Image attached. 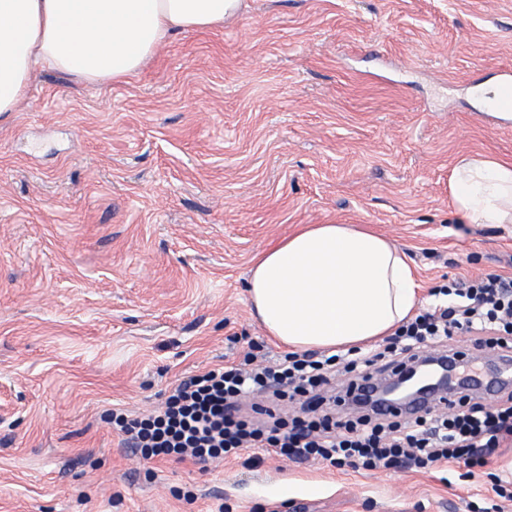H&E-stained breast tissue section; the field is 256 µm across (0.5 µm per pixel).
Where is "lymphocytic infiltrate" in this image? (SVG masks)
Segmentation results:
<instances>
[{"instance_id":"1","label":"lymphocytic infiltrate","mask_w":512,"mask_h":512,"mask_svg":"<svg viewBox=\"0 0 512 512\" xmlns=\"http://www.w3.org/2000/svg\"><path fill=\"white\" fill-rule=\"evenodd\" d=\"M442 303L423 309L382 347L341 361L322 352L285 354L269 364L261 347L249 343L243 357L221 369L185 377L163 406L148 415L113 411L112 426L121 445L143 460H176L203 465L236 458L250 448H267L293 460L319 459L333 466L365 471L390 470L403 463L428 468L457 463L484 464L512 442V397L490 406L460 395L452 409L435 410L409 420L377 412L340 415L350 394L365 391L374 375L398 372L422 349L446 347L454 333L471 334L479 348L512 351V276L488 273L441 287ZM358 372L337 411L310 400L301 414L278 417L277 402L308 397L336 372ZM272 391L275 405H255L270 425L244 416L242 400Z\"/></svg>"}]
</instances>
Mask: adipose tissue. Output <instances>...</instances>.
Instances as JSON below:
<instances>
[{
    "instance_id": "adipose-tissue-1",
    "label": "adipose tissue",
    "mask_w": 512,
    "mask_h": 512,
    "mask_svg": "<svg viewBox=\"0 0 512 512\" xmlns=\"http://www.w3.org/2000/svg\"><path fill=\"white\" fill-rule=\"evenodd\" d=\"M239 0H0V115L40 71L91 82L137 73L172 34L223 25ZM455 210L472 224H512V161L461 159ZM407 254L353 224H306L253 260L252 314L291 352L345 350L394 332L418 303Z\"/></svg>"
}]
</instances>
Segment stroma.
Instances as JSON below:
<instances>
[{"instance_id": "stroma-1", "label": "stroma", "mask_w": 512, "mask_h": 512, "mask_svg": "<svg viewBox=\"0 0 512 512\" xmlns=\"http://www.w3.org/2000/svg\"><path fill=\"white\" fill-rule=\"evenodd\" d=\"M507 67L512 0H243L126 81L45 73L0 120V512H512V446L471 469L146 462L104 419L245 338L279 360L247 274L300 225L386 235L424 307L512 275V224L462 223L449 189L462 158L512 160L483 110Z\"/></svg>"}]
</instances>
